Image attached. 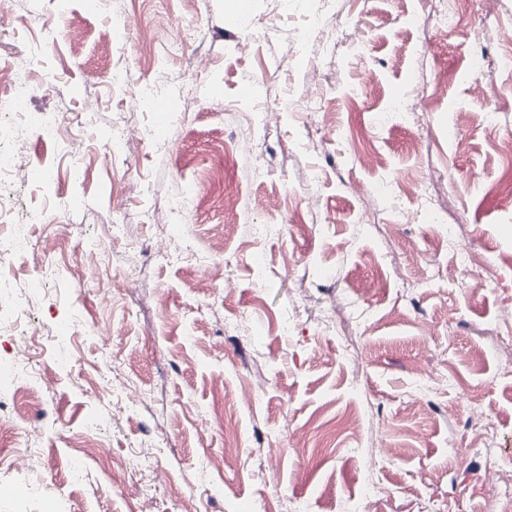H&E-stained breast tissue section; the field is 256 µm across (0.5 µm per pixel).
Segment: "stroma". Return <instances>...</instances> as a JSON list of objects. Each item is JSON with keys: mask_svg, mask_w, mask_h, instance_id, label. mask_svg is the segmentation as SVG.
Here are the masks:
<instances>
[{"mask_svg": "<svg viewBox=\"0 0 512 512\" xmlns=\"http://www.w3.org/2000/svg\"><path fill=\"white\" fill-rule=\"evenodd\" d=\"M8 7L0 42L34 59L19 156L46 173L10 192L48 214L34 247L59 238L72 267L45 283L20 263L33 361L58 364L46 408L11 413L43 430V492L63 512H497L481 450L512 456V212L493 192L512 0H249L236 27L230 0H55L56 44L46 0ZM477 53L491 66L471 76ZM146 86L176 100L169 122ZM47 108L67 123L53 145ZM183 238L223 263L221 287ZM137 449L144 485L108 483Z\"/></svg>", "mask_w": 512, "mask_h": 512, "instance_id": "obj_1", "label": "stroma"}]
</instances>
